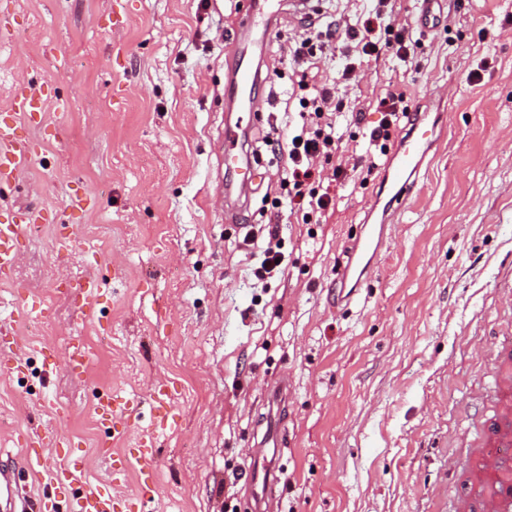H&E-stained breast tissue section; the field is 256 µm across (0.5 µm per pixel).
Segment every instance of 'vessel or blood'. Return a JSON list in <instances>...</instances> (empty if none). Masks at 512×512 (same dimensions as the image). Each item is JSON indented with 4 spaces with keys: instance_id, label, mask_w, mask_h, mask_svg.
I'll return each instance as SVG.
<instances>
[{
    "instance_id": "b4317fda",
    "label": "vessel or blood",
    "mask_w": 512,
    "mask_h": 512,
    "mask_svg": "<svg viewBox=\"0 0 512 512\" xmlns=\"http://www.w3.org/2000/svg\"><path fill=\"white\" fill-rule=\"evenodd\" d=\"M280 20V0H247L239 17L238 47L229 65L225 96L230 107L241 112H255L259 101L255 90L263 83L262 66L254 60L256 49L268 39ZM441 130L438 124L416 120L398 142L385 179L375 194L382 202L380 223L361 225L353 244L360 257H372L380 249L387 231L400 207L411 193L424 160ZM245 128L241 121L230 120L224 126V164L237 180L233 186L238 195H249L257 177L250 154L245 150ZM32 150L26 140L0 115V185L14 180ZM25 231L23 224L6 218L0 220V272L14 268L18 258L17 244ZM494 368L491 398L496 409L478 432L475 442L477 464L469 475L470 491L454 504L453 512H512V325L494 338ZM67 441L57 431L46 429L31 435L27 441L28 462L40 461L44 449L61 448ZM54 492L40 500L41 512H56L60 496L66 495L72 483L71 474L56 470L51 475ZM127 498L114 494L111 487L70 498L69 512H127Z\"/></svg>"
}]
</instances>
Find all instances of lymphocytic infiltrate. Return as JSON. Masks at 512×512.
I'll return each mask as SVG.
<instances>
[{
  "label": "lymphocytic infiltrate",
  "instance_id": "1",
  "mask_svg": "<svg viewBox=\"0 0 512 512\" xmlns=\"http://www.w3.org/2000/svg\"><path fill=\"white\" fill-rule=\"evenodd\" d=\"M338 44L345 49L342 73L346 76L355 72L354 57L358 54H386L407 66L415 59L412 35L407 28L395 26L384 0H375L356 24L309 26L305 36L288 48L300 122L290 126L287 140L268 138L264 144L287 153L288 166L281 183L292 188L291 202L306 224L326 223L332 205L328 186L343 173L342 166L332 165L331 160L340 139L336 118L345 104L335 86L314 69L316 61ZM377 108L382 117L368 134L366 152L372 170L378 167V157L387 153L390 143L412 120L404 91H391L378 98Z\"/></svg>",
  "mask_w": 512,
  "mask_h": 512
}]
</instances>
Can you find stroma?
I'll list each match as a JSON object with an SVG mask.
<instances>
[{
  "instance_id": "35a3bbf8",
  "label": "stroma",
  "mask_w": 512,
  "mask_h": 512,
  "mask_svg": "<svg viewBox=\"0 0 512 512\" xmlns=\"http://www.w3.org/2000/svg\"><path fill=\"white\" fill-rule=\"evenodd\" d=\"M241 0H0V112L16 85L40 92L18 133L34 157L0 210L26 224L20 257L0 280V469L38 504L51 471L73 490L111 484L137 494L140 439L154 440V490L143 512H256L250 475L280 426L274 512H448L466 489L477 417L492 412L490 334L512 323L499 280L512 270V0H446L441 24L418 27L416 0H395L396 24L419 45L417 67L385 59L344 82L319 63L362 126H343L336 210L306 224L281 195L284 158L259 149L248 224L279 226L286 265L267 285L252 275L243 232L224 221V83ZM283 15L263 47L255 141L287 136L289 78L273 69L303 33ZM486 40H478V30ZM403 88L410 110L438 103L444 133L390 225L371 273L336 303L337 262L366 218L381 171L362 175L355 140L380 115L367 101ZM87 198L73 211L71 197ZM76 225L72 252L59 225ZM99 296L81 311L76 282ZM83 344L84 373L68 365ZM287 382L284 401L268 392ZM171 387L170 424L147 402ZM132 401L131 427L99 399ZM59 430L70 457L46 449L29 468L28 433Z\"/></svg>"
}]
</instances>
